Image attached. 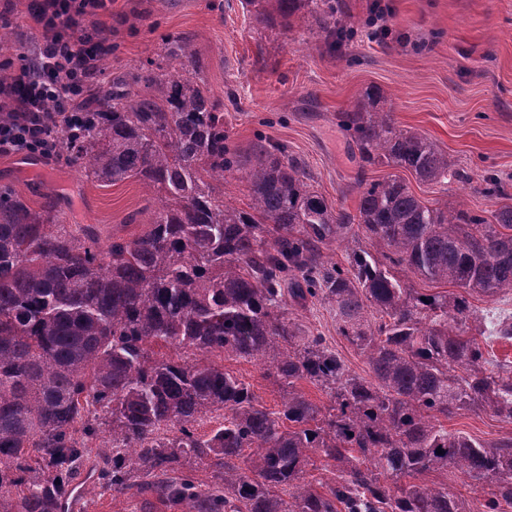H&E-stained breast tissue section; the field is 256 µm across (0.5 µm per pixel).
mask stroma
Masks as SVG:
<instances>
[{"instance_id":"obj_1","label":"stroma","mask_w":512,"mask_h":512,"mask_svg":"<svg viewBox=\"0 0 512 512\" xmlns=\"http://www.w3.org/2000/svg\"><path fill=\"white\" fill-rule=\"evenodd\" d=\"M351 38L335 42L310 17L295 16L283 33L260 22L245 0H112L102 16L112 53L101 63L107 78L132 82L148 63H161L163 40L180 36L200 58L203 78L224 113V133L238 152L258 141L287 145L333 208L353 209L361 185L399 176L424 204L463 202L491 212L512 204V0H339ZM0 20V61L32 57L40 32L27 0H11ZM387 100L399 128L426 136L465 171L467 182H419L412 173L361 162L340 125L368 87ZM504 197L484 196L487 176ZM30 208L49 209L67 224L92 227L101 239L131 238L149 223L156 203L140 183L107 187L65 161L0 157V190ZM305 331L325 336L352 372L367 375L364 356L336 331L334 312L316 300L290 306ZM215 364L236 375L267 408L278 409L281 390L254 361ZM449 431L486 443L512 437V424L485 411L449 417ZM110 460L91 452L73 475L85 487V512H187L143 487L113 491L103 480Z\"/></svg>"}]
</instances>
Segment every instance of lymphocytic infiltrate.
I'll list each match as a JSON object with an SVG mask.
<instances>
[{
  "label": "lymphocytic infiltrate",
  "mask_w": 512,
  "mask_h": 512,
  "mask_svg": "<svg viewBox=\"0 0 512 512\" xmlns=\"http://www.w3.org/2000/svg\"><path fill=\"white\" fill-rule=\"evenodd\" d=\"M111 5L112 0H29L41 42L30 62L0 80V156L55 160L57 135L80 119L74 101L90 95L99 64L111 51L93 23Z\"/></svg>",
  "instance_id": "1"
}]
</instances>
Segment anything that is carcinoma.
<instances>
[{
  "mask_svg": "<svg viewBox=\"0 0 512 512\" xmlns=\"http://www.w3.org/2000/svg\"><path fill=\"white\" fill-rule=\"evenodd\" d=\"M268 26L291 31L304 10L347 36L336 0H247ZM166 67L100 89L97 108L60 153L105 187L140 181L159 201L131 240L106 245L0 192V512H60L66 471L101 433L112 488L131 472L215 468L216 487L182 480L160 493L196 512H512V437L485 443L444 422L478 408L512 423V365L489 370L487 341L512 339V316L483 327L470 299L512 294V206L491 217L465 204L430 207L391 176L334 210L305 166L258 146L238 208L219 184L240 169L224 115L187 43L164 46ZM179 71L175 75L169 69ZM369 87L342 116L361 160L421 182L467 176L423 135L395 125ZM348 265L323 248L359 242ZM402 268L462 292L424 295ZM329 304L338 333L366 358L359 376L325 338L305 333L288 302ZM256 360L288 388L269 410L250 387L208 361ZM324 389L329 405L306 397ZM224 422L197 426L209 413ZM443 453H437V449ZM317 455L335 471L315 489ZM453 471L491 487L472 505L428 482Z\"/></svg>",
  "mask_w": 512,
  "mask_h": 512,
  "instance_id": "obj_1",
  "label": "carcinoma"
}]
</instances>
